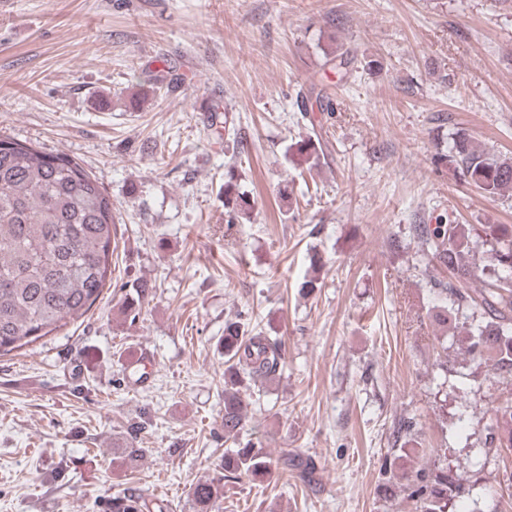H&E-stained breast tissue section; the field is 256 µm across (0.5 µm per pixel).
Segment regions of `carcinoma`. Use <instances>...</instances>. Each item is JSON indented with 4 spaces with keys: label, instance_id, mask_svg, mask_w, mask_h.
Here are the masks:
<instances>
[{
    "label": "carcinoma",
    "instance_id": "cac0c4a2",
    "mask_svg": "<svg viewBox=\"0 0 512 512\" xmlns=\"http://www.w3.org/2000/svg\"><path fill=\"white\" fill-rule=\"evenodd\" d=\"M302 111H335L334 101L310 88L299 96ZM207 128L223 138L227 118L206 108ZM438 162L459 169L467 182L489 197L512 194V158L495 157L458 130ZM224 209L228 223L250 214V201L237 191L235 166L224 169ZM432 256L448 270L450 281L439 293L453 311L467 310L456 327L465 354L512 369V225L457 224L448 221L419 229ZM112 256V202L98 179L76 160L48 154L9 137H0V356L9 355L53 334L86 315L101 298ZM478 279L479 287L471 288ZM122 303V314L136 319L147 296V283L136 279ZM225 477L253 481L272 473L273 465L298 470L313 481L314 465L298 463L281 451L275 459L262 444L244 438L246 411L242 394L281 370L285 345L256 332L240 319L224 323ZM492 429L499 447L512 448V406L496 411ZM419 512H448L464 493L462 478L448 469L417 472L407 487ZM195 512H217L224 498L221 480L194 484L189 492ZM166 512L143 496L119 491L104 512Z\"/></svg>",
    "mask_w": 512,
    "mask_h": 512
}]
</instances>
